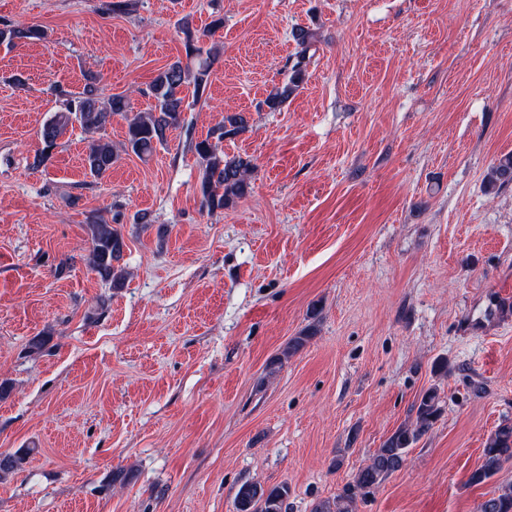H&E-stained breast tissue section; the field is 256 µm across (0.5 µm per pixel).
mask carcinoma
Returning <instances> with one entry per match:
<instances>
[{"label": "carcinoma", "instance_id": "cac0c4a2", "mask_svg": "<svg viewBox=\"0 0 512 512\" xmlns=\"http://www.w3.org/2000/svg\"><path fill=\"white\" fill-rule=\"evenodd\" d=\"M44 36V30L37 26L0 29V42L6 44H12L16 39L41 40ZM291 36L301 51L289 69L286 82L264 101L273 112L279 110L305 82L306 52L316 41L315 33L303 27L295 28ZM185 53L187 61L178 59L153 78L145 94L154 99L155 105L128 118L127 137L121 149L114 148L110 141L101 136L97 138L95 134L104 130L112 116L128 114L131 111L129 100L124 96H102L96 86V78L92 77L83 91L66 100L64 111L55 113L42 126L44 148L35 156L34 164L39 166L48 160L57 138L73 123L91 135L84 163L96 179L105 177L112 170L122 152L142 159L150 156L156 145L166 141L167 132L179 127L185 101L184 88L191 85L195 94L203 93L217 57L215 48L201 46L199 39L191 35L187 36ZM245 125L243 116H227L213 131L215 140L207 137L194 143L202 166L199 182L202 206L210 210L233 207L250 189L254 171L252 161L240 156L227 157L219 149V142L224 137L238 134ZM509 183H512V154L502 156L491 166L484 188L490 192ZM87 228L90 234L88 266L112 287H121L127 275L125 268L119 265L125 247L123 235L102 217L93 220ZM440 414V397L437 390L431 388L420 399L414 420L398 427L341 493L317 500L310 512H355L357 502L367 500L401 469L410 447L429 432ZM483 457V464L470 475L472 484L486 482L503 464L512 461V420L503 421L490 434L483 448ZM22 460L20 455L0 454V480L18 470ZM288 495L286 485L266 487L259 482H246L237 492L234 509L235 512H286ZM477 512H512V483L502 486L497 493L480 502Z\"/></svg>", "mask_w": 512, "mask_h": 512}]
</instances>
